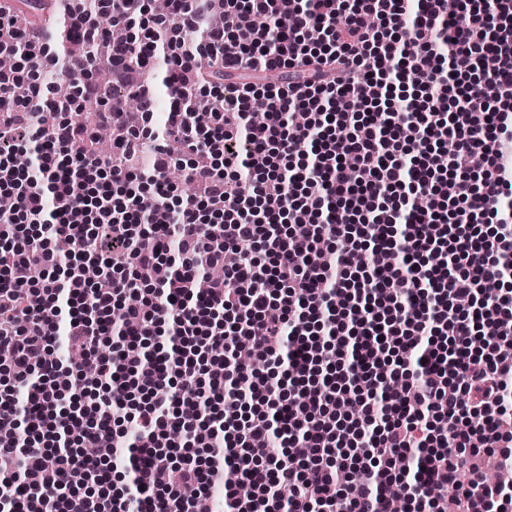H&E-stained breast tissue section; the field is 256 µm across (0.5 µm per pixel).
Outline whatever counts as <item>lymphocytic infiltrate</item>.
<instances>
[{
	"label": "lymphocytic infiltrate",
	"instance_id": "lymphocytic-infiltrate-1",
	"mask_svg": "<svg viewBox=\"0 0 512 512\" xmlns=\"http://www.w3.org/2000/svg\"><path fill=\"white\" fill-rule=\"evenodd\" d=\"M65 37L111 155L38 69L50 37L0 10V55L30 48L0 71V374L28 389L0 391V512H194L217 486L225 512H391V487L512 512V473L488 478L512 462V0H92ZM204 63L288 82L228 98ZM105 438L107 469L83 452Z\"/></svg>",
	"mask_w": 512,
	"mask_h": 512
}]
</instances>
